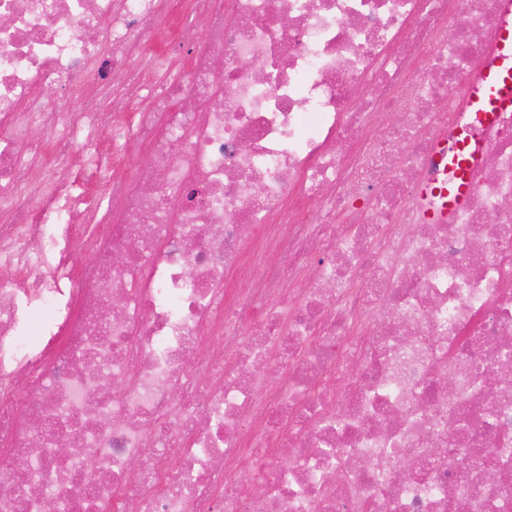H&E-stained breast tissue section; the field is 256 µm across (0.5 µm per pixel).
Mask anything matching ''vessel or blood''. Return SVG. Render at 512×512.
<instances>
[{
    "label": "vessel or blood",
    "instance_id": "vessel-or-blood-1",
    "mask_svg": "<svg viewBox=\"0 0 512 512\" xmlns=\"http://www.w3.org/2000/svg\"><path fill=\"white\" fill-rule=\"evenodd\" d=\"M493 65L482 67L479 83L464 108L474 121L496 122L500 115L512 112V0H501L500 20L492 46ZM469 148L459 145L456 157L458 184L440 208L429 210L430 221L440 223L462 208L470 191L468 177Z\"/></svg>",
    "mask_w": 512,
    "mask_h": 512
}]
</instances>
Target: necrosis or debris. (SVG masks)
Returning a JSON list of instances; mask_svg holds the SVG:
<instances>
[{
  "mask_svg": "<svg viewBox=\"0 0 512 512\" xmlns=\"http://www.w3.org/2000/svg\"><path fill=\"white\" fill-rule=\"evenodd\" d=\"M192 2L152 55L170 0H0V512H512V113L462 109L499 0ZM143 90L147 163L35 194ZM469 147L463 141L459 144L456 157V179L459 180L456 188L451 191L440 189L442 197L448 196V202L438 209H431L428 212V218L433 223H440L447 220L454 212L465 205L470 191V182L468 177L469 166Z\"/></svg>",
  "mask_w": 512,
  "mask_h": 512,
  "instance_id": "4bbe7bcc",
  "label": "necrosis or debris"
}]
</instances>
